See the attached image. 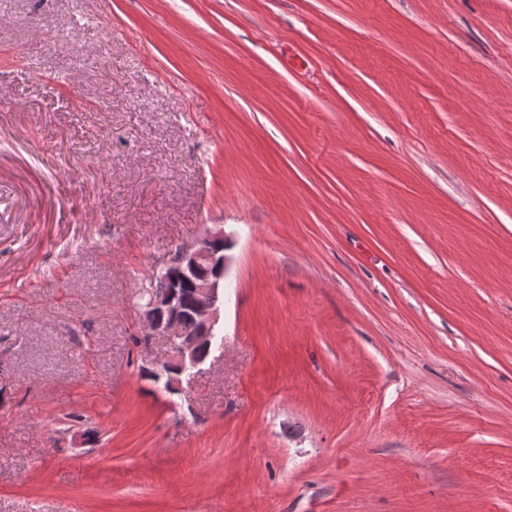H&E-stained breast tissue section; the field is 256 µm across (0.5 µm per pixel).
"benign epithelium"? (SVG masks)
<instances>
[{
  "instance_id": "benign-epithelium-1",
  "label": "benign epithelium",
  "mask_w": 512,
  "mask_h": 512,
  "mask_svg": "<svg viewBox=\"0 0 512 512\" xmlns=\"http://www.w3.org/2000/svg\"><path fill=\"white\" fill-rule=\"evenodd\" d=\"M232 247L230 236L219 226L209 229L194 243L187 246L177 261L176 270L169 278L171 285L152 288L150 306L138 312L145 340L162 338L168 345L165 357L144 367L149 378L167 380V390L176 392L182 384V377L191 374L205 362L200 356L201 344L213 346L216 339V326L220 320V308L214 296L224 287L221 276L200 278L195 283V329L188 332L183 329L181 308L176 288L177 280L193 278L201 262L229 271L231 257L227 250Z\"/></svg>"
}]
</instances>
